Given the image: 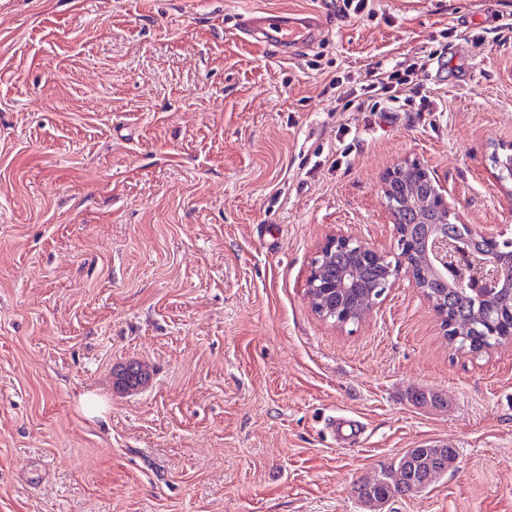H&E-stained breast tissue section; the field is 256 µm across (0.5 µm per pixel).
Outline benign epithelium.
Masks as SVG:
<instances>
[{
	"label": "benign epithelium",
	"instance_id": "obj_1",
	"mask_svg": "<svg viewBox=\"0 0 512 512\" xmlns=\"http://www.w3.org/2000/svg\"><path fill=\"white\" fill-rule=\"evenodd\" d=\"M501 182H512V145L494 152ZM399 253L393 258L360 238L336 233L316 249L305 295L321 319L339 327L359 323L400 278L424 297L440 320L448 346L472 356L512 348V234L478 231L462 220L448 187L418 160L407 159L381 178ZM469 299L474 335L491 345L457 346L467 329L451 293Z\"/></svg>",
	"mask_w": 512,
	"mask_h": 512
}]
</instances>
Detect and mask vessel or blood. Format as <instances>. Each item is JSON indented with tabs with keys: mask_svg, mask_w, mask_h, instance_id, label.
Returning <instances> with one entry per match:
<instances>
[{
	"mask_svg": "<svg viewBox=\"0 0 512 512\" xmlns=\"http://www.w3.org/2000/svg\"><path fill=\"white\" fill-rule=\"evenodd\" d=\"M237 26L256 42L284 53L292 46L312 47L322 28V15L318 12L257 11L240 15Z\"/></svg>",
	"mask_w": 512,
	"mask_h": 512,
	"instance_id": "obj_1",
	"label": "vessel or blood"
}]
</instances>
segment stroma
<instances>
[{"label": "stroma", "mask_w": 512, "mask_h": 512, "mask_svg": "<svg viewBox=\"0 0 512 512\" xmlns=\"http://www.w3.org/2000/svg\"><path fill=\"white\" fill-rule=\"evenodd\" d=\"M320 6L0 0V512H369L431 442L448 472L384 512H512V349L450 351L404 279L343 329L305 296L330 234L396 253L404 160L512 225V0H374L286 55L235 29ZM429 52L434 111H335L333 76Z\"/></svg>", "instance_id": "35a3bbf8"}]
</instances>
